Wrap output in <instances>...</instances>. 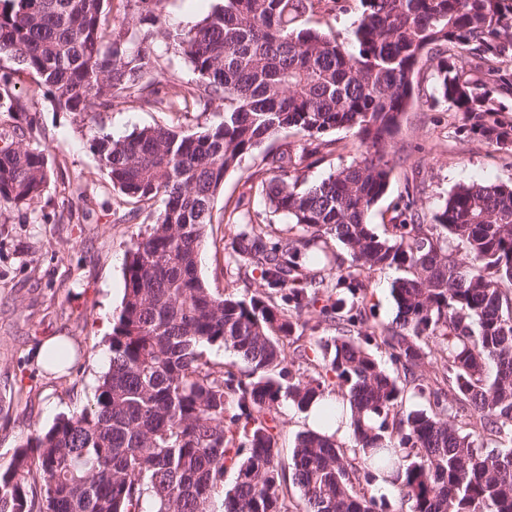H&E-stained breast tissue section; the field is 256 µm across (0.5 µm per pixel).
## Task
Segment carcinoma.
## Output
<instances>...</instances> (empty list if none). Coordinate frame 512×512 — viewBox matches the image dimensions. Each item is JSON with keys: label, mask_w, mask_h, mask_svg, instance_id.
I'll use <instances>...</instances> for the list:
<instances>
[{"label": "carcinoma", "mask_w": 512, "mask_h": 512, "mask_svg": "<svg viewBox=\"0 0 512 512\" xmlns=\"http://www.w3.org/2000/svg\"><path fill=\"white\" fill-rule=\"evenodd\" d=\"M106 2L0 0V57L65 112L117 99L170 112V80L155 76L161 42L198 76L181 88L183 109L222 102L224 119L93 137L113 188L137 203L159 198L163 210L129 251L93 403L14 450L0 471V512H295L288 474L306 512H390L369 494L379 478L411 512H512V187L460 186L431 224L409 201L388 237L368 223L422 60L469 133L512 153V0H360L347 45L302 26L336 0H221L187 31L168 27L165 0H126L138 23L118 27ZM29 111L12 73L0 74V112ZM340 129L353 132L360 155L317 185L298 189L288 145L265 152L255 171L275 173L271 205L310 234L270 247L250 219L238 236L264 286L289 289L288 308L270 293L213 291L201 248L228 172L282 132L300 137L301 157L324 158L336 145L327 135ZM49 181L43 152L0 148V204H28ZM331 237L351 257L334 283L325 276L337 262ZM302 248L312 250L309 275ZM393 267L405 272L391 288L398 320L372 323L366 275ZM331 287L339 297L319 314L336 335L296 347L312 373L294 372L282 339ZM213 346L231 349L248 373L207 359ZM430 349L432 378L421 370ZM333 393L352 409L353 446L310 430L283 462L274 435L282 401L303 410ZM412 398L423 405L406 406ZM479 438L498 446L485 452Z\"/></svg>", "instance_id": "carcinoma-1"}]
</instances>
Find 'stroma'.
<instances>
[{
  "label": "stroma",
  "instance_id": "35a3bbf8",
  "mask_svg": "<svg viewBox=\"0 0 512 512\" xmlns=\"http://www.w3.org/2000/svg\"><path fill=\"white\" fill-rule=\"evenodd\" d=\"M362 12L360 0H338L336 12L310 15L308 27L347 40ZM223 105L208 112L161 113L122 100L97 112L54 111L38 98L32 122L0 112V147L13 144L44 151L51 181L31 204H0V470L15 448L62 415L90 404L98 378L108 369L112 327L125 288V263L137 238L147 235L161 201L135 204L121 196L98 163L92 131L122 137L156 124L195 130L219 123ZM336 151L318 162L300 161L306 184L327 178L358 155L351 132H335ZM393 171L385 195L369 213L379 235H388L407 199L433 216L457 186L512 185V154L470 138L459 113L435 98L432 70L420 63L414 100L387 148ZM258 156L229 172L215 200L212 224L201 252L200 272L210 288L224 294L263 292L259 269L236 253L247 220L265 224L270 241L302 237L282 213L273 211L267 189L253 173ZM137 211L129 219V211ZM396 269L369 274L366 297L371 321L389 324L397 307L391 293ZM65 337L71 355L65 371L41 369L38 345Z\"/></svg>",
  "mask_w": 512,
  "mask_h": 512
}]
</instances>
